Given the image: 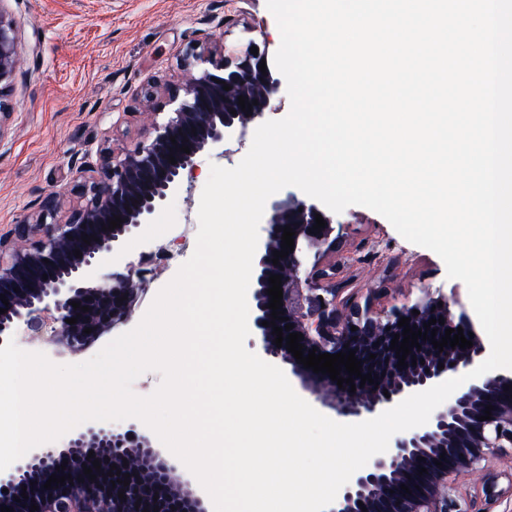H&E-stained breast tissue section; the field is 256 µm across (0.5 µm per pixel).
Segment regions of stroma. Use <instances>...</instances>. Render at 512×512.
I'll return each mask as SVG.
<instances>
[{
  "label": "stroma",
  "instance_id": "stroma-1",
  "mask_svg": "<svg viewBox=\"0 0 512 512\" xmlns=\"http://www.w3.org/2000/svg\"><path fill=\"white\" fill-rule=\"evenodd\" d=\"M13 18L22 68L0 101V234L32 224L56 200V221L82 202L85 167L102 152L131 149L154 138L166 121L169 93L185 70H201L194 52L235 56L248 42L275 54L281 37L266 0H0ZM153 97L157 115L144 110ZM251 138L228 141L196 158V168L153 224H184V237L156 236L144 226L114 256L117 270L162 248L189 259L196 248L198 209L211 165L236 166ZM332 254L319 280L338 300L374 311L414 303L422 289L470 301L465 284L448 278L433 251L404 239L377 212L351 206L334 217ZM456 494L473 512H512V459L496 457L482 476L458 481Z\"/></svg>",
  "mask_w": 512,
  "mask_h": 512
}]
</instances>
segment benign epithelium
Wrapping results in <instances>:
<instances>
[{"instance_id":"1","label":"benign epithelium","mask_w":512,"mask_h":512,"mask_svg":"<svg viewBox=\"0 0 512 512\" xmlns=\"http://www.w3.org/2000/svg\"><path fill=\"white\" fill-rule=\"evenodd\" d=\"M266 62V72L259 69ZM214 71L189 73L182 78L180 90L169 98L175 105L167 121L155 125L156 135L132 150L118 149L102 156L98 176L92 177L85 204L64 223H47L55 204L48 201L46 212L34 224H20L14 233L0 236V302L7 312L0 314V347L16 335L24 324L31 336L55 348L79 353L110 328L129 320L138 302L136 273L109 271L112 255L124 246L127 237L151 223L167 197L177 191L184 171L193 168L196 156L208 147H216L235 135H244L248 125L265 117L271 100L280 88L279 71L264 50L258 55L246 49L235 59L211 61ZM20 72L17 32L12 17L0 8V98ZM229 85L226 91L223 86ZM245 97L252 111L238 105ZM258 104H252V101ZM236 114H231V111ZM190 148V153L181 147ZM175 157L171 164L168 155ZM323 216L325 228L314 232L315 215ZM121 217V227L107 229L109 221ZM332 218L314 203L296 195L272 200L260 225L258 247L252 274L255 288L249 299L252 318V345L259 356L288 366V380L308 394L319 408L348 423L373 418L411 394L423 391L447 379L468 373L490 354L489 343L477 334L478 324L466 312L455 314V302L434 297L429 290L412 305L394 307L388 312L360 307L345 301L313 303L307 285L324 276L321 269L306 271L307 255L331 250ZM295 232L294 250L273 264L274 252L281 250L283 228ZM94 236L90 243L84 236ZM82 257L74 256L75 250ZM282 276L284 316L275 326L294 325L303 335V355L355 351L361 361V374H371L378 385L354 378L350 385L338 387L329 375L315 373L299 364L287 345L278 348L268 308L270 275ZM48 279H43V276ZM80 303L75 309L70 302ZM89 311L84 312L81 307ZM78 318L70 325L67 320ZM409 325L424 329L430 319L435 323V340L445 336V329L463 328L464 336L474 333L473 346L462 349L446 346L439 350L431 339L418 337L421 348H411L406 366L398 365L396 351L390 349L401 318ZM356 330H351V327ZM90 328L92 332L84 333ZM349 348H344V345ZM376 358L371 359L369 355ZM424 363L412 364V359ZM444 369H438V364ZM390 397H385V394ZM494 406L491 419L480 421L486 406ZM512 449V373L482 375L458 389L448 407L434 412L429 421L395 439L391 449L368 466L356 471L338 492L326 512H473L470 505L454 495V482L460 475L472 476L484 469V462ZM94 459L116 467L135 463L136 473L129 485L116 481L109 468L93 469ZM445 458H440V455ZM68 461L66 469L56 467ZM443 462L438 467L435 462ZM92 469L96 480L84 473ZM427 473L419 474L420 468ZM71 475L72 480L44 489L51 475ZM191 481L175 476V466L162 449L153 446L150 437L134 422L124 427L91 424L65 438L60 445L36 447L0 472V507L14 512H169V502L176 501V512H207L203 493L190 488ZM406 485L409 491L401 490ZM27 490H22V487ZM124 498H119V494ZM20 501H15V498Z\"/></svg>"}]
</instances>
